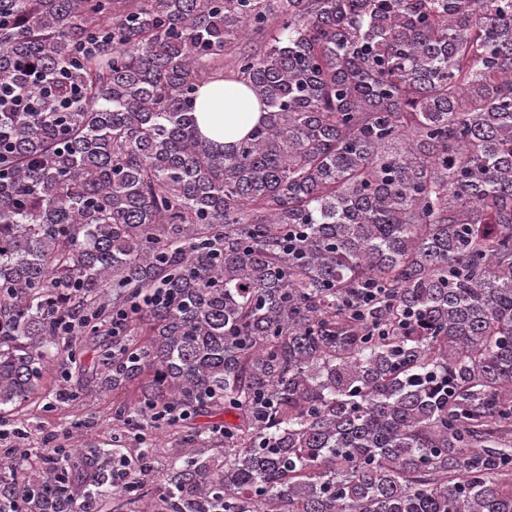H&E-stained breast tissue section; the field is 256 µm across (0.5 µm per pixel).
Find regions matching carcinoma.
I'll use <instances>...</instances> for the list:
<instances>
[{
    "label": "carcinoma",
    "mask_w": 512,
    "mask_h": 512,
    "mask_svg": "<svg viewBox=\"0 0 512 512\" xmlns=\"http://www.w3.org/2000/svg\"><path fill=\"white\" fill-rule=\"evenodd\" d=\"M5 90L0 512H512V0H0ZM49 373L112 447L22 455ZM265 114L243 84L224 78L200 88L194 112L202 135L227 147L244 138Z\"/></svg>",
    "instance_id": "cac0c4a2"
}]
</instances>
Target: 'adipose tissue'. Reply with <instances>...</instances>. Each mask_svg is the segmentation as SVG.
<instances>
[{"mask_svg": "<svg viewBox=\"0 0 512 512\" xmlns=\"http://www.w3.org/2000/svg\"><path fill=\"white\" fill-rule=\"evenodd\" d=\"M194 115L203 136L228 147L261 123L265 113L243 84L217 78L200 88Z\"/></svg>", "mask_w": 512, "mask_h": 512, "instance_id": "obj_1", "label": "adipose tissue"}]
</instances>
